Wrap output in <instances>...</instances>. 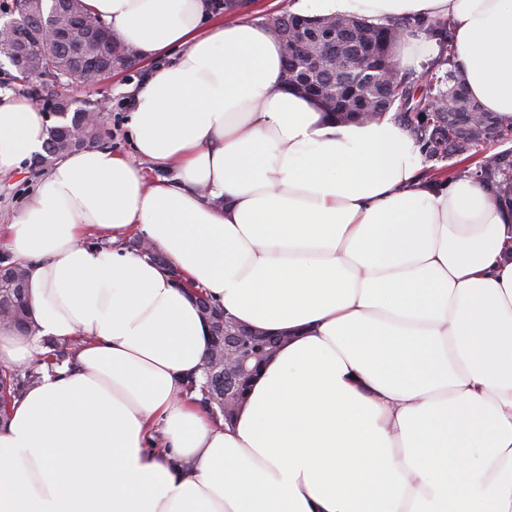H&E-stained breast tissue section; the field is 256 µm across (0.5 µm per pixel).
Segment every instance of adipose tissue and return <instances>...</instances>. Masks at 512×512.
<instances>
[{
	"instance_id": "ef3b65f1",
	"label": "adipose tissue",
	"mask_w": 512,
	"mask_h": 512,
	"mask_svg": "<svg viewBox=\"0 0 512 512\" xmlns=\"http://www.w3.org/2000/svg\"><path fill=\"white\" fill-rule=\"evenodd\" d=\"M84 3L140 60L178 57L132 90L133 154L73 151L0 226L38 328L0 322V366L80 341L0 424V512H512V204L428 182L393 114L343 123L287 88L269 25L210 0ZM292 9L451 21L470 93L512 122V0ZM44 131L1 102L0 173ZM133 233L238 322L288 331L233 425L187 392L208 328Z\"/></svg>"
}]
</instances>
